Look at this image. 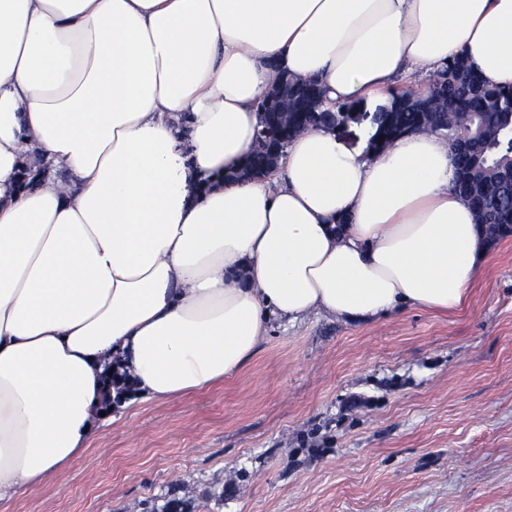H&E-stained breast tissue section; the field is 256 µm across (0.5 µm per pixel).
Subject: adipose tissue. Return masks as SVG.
<instances>
[{"label": "adipose tissue", "instance_id": "adipose-tissue-1", "mask_svg": "<svg viewBox=\"0 0 512 512\" xmlns=\"http://www.w3.org/2000/svg\"><path fill=\"white\" fill-rule=\"evenodd\" d=\"M458 54L512 87V0H0V501L85 451L109 364L168 401L274 319L461 307L488 243L437 136L311 128L225 178L276 73L383 104Z\"/></svg>", "mask_w": 512, "mask_h": 512}]
</instances>
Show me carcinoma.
Wrapping results in <instances>:
<instances>
[{
  "label": "carcinoma",
  "mask_w": 512,
  "mask_h": 512,
  "mask_svg": "<svg viewBox=\"0 0 512 512\" xmlns=\"http://www.w3.org/2000/svg\"><path fill=\"white\" fill-rule=\"evenodd\" d=\"M446 82L425 94L395 90L392 100L409 98L397 109L395 125L405 133L435 131L448 124V140L464 127L482 129L486 138L472 145L469 156L452 155L453 191L476 212L486 229L496 224L512 225V88L484 85L463 55L449 61L444 69ZM293 107H310L319 97L321 86L292 81L289 86ZM439 101V112H426L421 103ZM153 512H194L181 499L168 495Z\"/></svg>",
  "instance_id": "1"
}]
</instances>
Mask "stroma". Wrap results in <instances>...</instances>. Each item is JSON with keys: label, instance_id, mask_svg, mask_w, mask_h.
<instances>
[{"label": "stroma", "instance_id": "1", "mask_svg": "<svg viewBox=\"0 0 512 512\" xmlns=\"http://www.w3.org/2000/svg\"><path fill=\"white\" fill-rule=\"evenodd\" d=\"M491 251L453 312L271 321L235 379L113 406L0 512H151L175 484L195 512H512V235Z\"/></svg>", "mask_w": 512, "mask_h": 512}]
</instances>
